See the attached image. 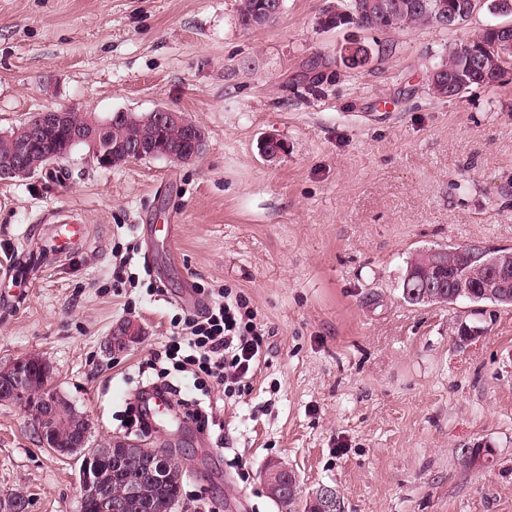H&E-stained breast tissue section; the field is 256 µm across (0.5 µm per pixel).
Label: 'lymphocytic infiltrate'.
<instances>
[{
	"label": "lymphocytic infiltrate",
	"instance_id": "lymphocytic-infiltrate-1",
	"mask_svg": "<svg viewBox=\"0 0 512 512\" xmlns=\"http://www.w3.org/2000/svg\"><path fill=\"white\" fill-rule=\"evenodd\" d=\"M176 333L154 360H166L171 370H158L153 394L175 398L184 418L212 433L216 445L224 443V420L209 396L220 388L225 399L250 393L252 382L266 362L265 335L247 299L232 289L214 293L201 311L174 320ZM190 376L197 397L185 399L168 378L169 371Z\"/></svg>",
	"mask_w": 512,
	"mask_h": 512
}]
</instances>
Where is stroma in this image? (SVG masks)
<instances>
[{"instance_id": "obj_1", "label": "stroma", "mask_w": 512, "mask_h": 512, "mask_svg": "<svg viewBox=\"0 0 512 512\" xmlns=\"http://www.w3.org/2000/svg\"><path fill=\"white\" fill-rule=\"evenodd\" d=\"M331 2L284 0L274 24L246 31L239 0H0V132L65 106L102 120L164 106L206 135L188 164L105 169L78 147L57 176L0 181V365L43 357L91 444L170 449L184 466L176 512L202 492L217 512H282L263 478L273 464L302 495L336 487L346 512H512V308L400 293L416 250L512 249V82L427 91L449 49L500 18L481 6L448 29L327 31ZM353 33L374 50L361 70L336 61ZM268 134L286 146L272 161ZM68 221L86 227L70 254L5 278ZM130 246L157 295L115 283ZM213 288L241 291L268 336L250 394L221 409L225 448L173 408L126 431L139 365ZM128 319L139 340L104 355ZM477 445L490 460L468 466L460 451ZM81 466L0 404V512L19 496L25 512H79Z\"/></svg>"}]
</instances>
